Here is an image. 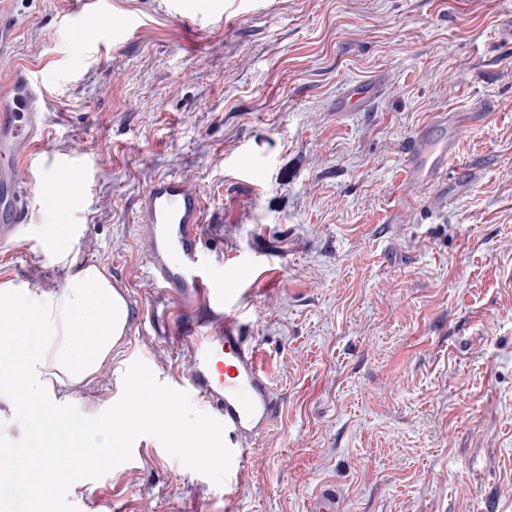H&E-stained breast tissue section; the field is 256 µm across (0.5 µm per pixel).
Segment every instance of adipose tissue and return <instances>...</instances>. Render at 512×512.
Returning <instances> with one entry per match:
<instances>
[{
	"label": "adipose tissue",
	"instance_id": "ef3b65f1",
	"mask_svg": "<svg viewBox=\"0 0 512 512\" xmlns=\"http://www.w3.org/2000/svg\"><path fill=\"white\" fill-rule=\"evenodd\" d=\"M128 320L125 299L94 265L78 268L53 293L0 283V335L16 339L14 346L0 347V395L22 407V429L49 445L30 500L51 485L58 460L73 457L86 466L97 464L120 454L137 433V424L124 413L108 421L90 413L76 418L65 408L70 389L93 382ZM77 326L90 336L91 350L73 342Z\"/></svg>",
	"mask_w": 512,
	"mask_h": 512
}]
</instances>
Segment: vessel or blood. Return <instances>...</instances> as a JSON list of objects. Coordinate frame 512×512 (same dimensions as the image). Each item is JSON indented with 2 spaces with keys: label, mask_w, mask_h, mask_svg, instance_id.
Segmentation results:
<instances>
[{
  "label": "vessel or blood",
  "mask_w": 512,
  "mask_h": 512,
  "mask_svg": "<svg viewBox=\"0 0 512 512\" xmlns=\"http://www.w3.org/2000/svg\"><path fill=\"white\" fill-rule=\"evenodd\" d=\"M14 0H0V62L11 52L16 36ZM377 84L344 87L336 97L337 111L374 98ZM46 115L41 112L36 87L24 84L0 103V243L30 233L35 245L55 251L56 227L30 225L33 203L52 206L62 195L72 194L73 157L82 155L83 143H74L68 157L51 160L48 171L33 174L31 162L45 152ZM459 115L442 112L410 137L403 162V178L430 186L428 202L442 209L450 188L465 189L472 181L469 168L459 164L460 138L441 136L443 127H460ZM205 204L199 192L183 178L166 175L155 179L139 197L135 222L149 244L147 270L163 295L175 298L181 317L207 308L215 322L206 333L177 336L187 345L192 369L176 386L155 389L156 405L166 411L177 393H191L203 411L218 423L224 437L212 442L209 457L240 470L247 449L273 425L280 407L258 348L240 334L237 313L224 302V285L211 272L203 250L201 226ZM308 512H343L335 489L316 492Z\"/></svg>",
  "instance_id": "vessel-or-blood-1"
}]
</instances>
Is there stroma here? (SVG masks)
Returning <instances> with one entry per match:
<instances>
[{
	"label": "stroma",
	"mask_w": 512,
	"mask_h": 512,
	"mask_svg": "<svg viewBox=\"0 0 512 512\" xmlns=\"http://www.w3.org/2000/svg\"><path fill=\"white\" fill-rule=\"evenodd\" d=\"M105 0L107 38L74 34L75 0H17L0 87L36 75L47 146L88 172L70 255L0 247V283L54 292L98 266L130 318L68 406L107 419L128 375L190 368L171 300L146 273L140 195L175 174L209 204L205 246L236 289L280 415L234 474L140 420L123 453L48 490L43 512H512V0ZM367 106L334 109L346 83ZM468 192L429 211L401 178L419 127L453 110ZM0 448L41 451L0 397ZM377 91L378 86L375 82L354 87L346 86L336 96V111L347 112L353 104L366 105ZM308 512H343L341 497L334 488H323L310 499Z\"/></svg>",
	"instance_id": "stroma-1"
}]
</instances>
